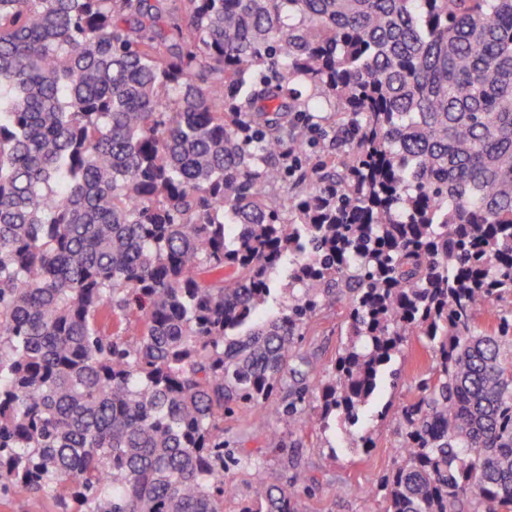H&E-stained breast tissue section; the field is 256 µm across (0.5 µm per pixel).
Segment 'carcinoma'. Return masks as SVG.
Wrapping results in <instances>:
<instances>
[{
	"mask_svg": "<svg viewBox=\"0 0 512 512\" xmlns=\"http://www.w3.org/2000/svg\"><path fill=\"white\" fill-rule=\"evenodd\" d=\"M511 292L512 0H0V491L224 512L421 336L384 512H512ZM343 309H326L316 321L314 331L306 336L303 345L314 350L326 369L337 353L342 342H345V327L343 325ZM229 470L224 475L238 486L241 497H228L224 499V512H239L241 502L252 493L253 477L250 467L244 464H229Z\"/></svg>",
	"mask_w": 512,
	"mask_h": 512,
	"instance_id": "carcinoma-1",
	"label": "carcinoma"
}]
</instances>
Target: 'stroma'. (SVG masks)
Returning <instances> with one entry per match:
<instances>
[{"mask_svg": "<svg viewBox=\"0 0 512 512\" xmlns=\"http://www.w3.org/2000/svg\"><path fill=\"white\" fill-rule=\"evenodd\" d=\"M342 308L326 309L318 318L304 345L314 350L323 364H330L345 340ZM431 365L430 354L418 337H411L391 367L400 371L397 384H385L379 403L369 406L358 426L368 434V448L346 447L344 426H336L327 435L301 432L299 453L314 465L317 479L313 494L307 498L309 512H383L385 502L378 492L381 477L397 459L399 436L391 416L382 414L383 405L399 407L417 396L415 381Z\"/></svg>", "mask_w": 512, "mask_h": 512, "instance_id": "1", "label": "stroma"}]
</instances>
